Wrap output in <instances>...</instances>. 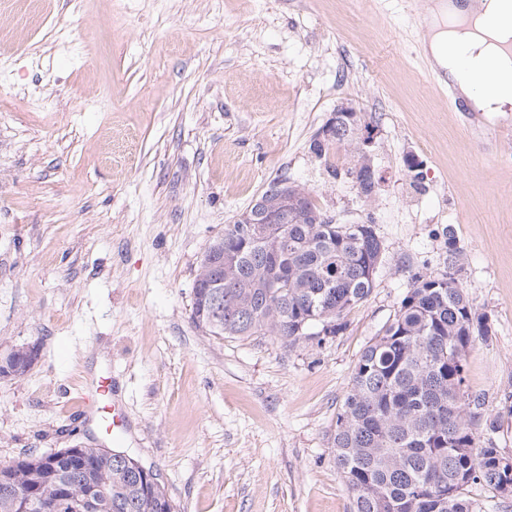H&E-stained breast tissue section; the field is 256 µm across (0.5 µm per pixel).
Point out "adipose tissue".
<instances>
[{
  "instance_id": "obj_1",
  "label": "adipose tissue",
  "mask_w": 512,
  "mask_h": 512,
  "mask_svg": "<svg viewBox=\"0 0 512 512\" xmlns=\"http://www.w3.org/2000/svg\"><path fill=\"white\" fill-rule=\"evenodd\" d=\"M479 10L446 12L431 7L432 25L427 49L446 69L477 112H512V56L502 44L512 41V29L491 26L488 19L501 11H512V0H480ZM496 93H489V86Z\"/></svg>"
}]
</instances>
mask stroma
I'll use <instances>...</instances> for the list:
<instances>
[{
	"label": "stroma",
	"mask_w": 512,
	"mask_h": 512,
	"mask_svg": "<svg viewBox=\"0 0 512 512\" xmlns=\"http://www.w3.org/2000/svg\"><path fill=\"white\" fill-rule=\"evenodd\" d=\"M423 3L0 0V354L38 350L0 378V462L100 447L75 400L108 366L121 448L175 512H353L330 448L353 367L452 238L488 328L466 354L471 421L512 456V112L450 111ZM343 99L377 129L369 200L331 175L343 148L309 149ZM275 179L372 221V292L322 341L208 336L200 257Z\"/></svg>",
	"instance_id": "35a3bbf8"
}]
</instances>
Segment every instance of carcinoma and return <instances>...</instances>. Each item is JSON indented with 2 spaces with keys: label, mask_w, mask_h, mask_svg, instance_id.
I'll return each mask as SVG.
<instances>
[{
  "label": "carcinoma",
  "mask_w": 512,
  "mask_h": 512,
  "mask_svg": "<svg viewBox=\"0 0 512 512\" xmlns=\"http://www.w3.org/2000/svg\"><path fill=\"white\" fill-rule=\"evenodd\" d=\"M354 139H313L310 150ZM382 244L371 224H302L288 211L281 224H227L200 263L213 267L208 288L193 289L191 319L216 338L274 336L294 344L319 331L337 335L348 312L370 295ZM488 332L455 274L416 275L393 319L361 352L331 435L336 464L354 494V512H475L472 484L508 498L512 468L493 443L476 442L464 390V361L473 331ZM15 377L29 368L28 349L8 352ZM0 465V512H14L7 479L37 491L39 512H75L67 487L91 481L101 512H174L161 483L136 485L142 464L82 448Z\"/></svg>",
  "instance_id": "carcinoma-1"
}]
</instances>
